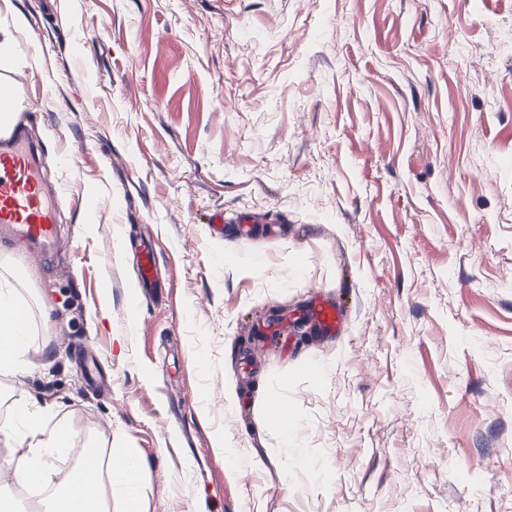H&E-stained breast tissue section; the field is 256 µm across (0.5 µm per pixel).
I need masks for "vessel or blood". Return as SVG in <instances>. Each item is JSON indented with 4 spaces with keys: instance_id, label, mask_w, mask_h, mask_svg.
<instances>
[{
    "instance_id": "vessel-or-blood-1",
    "label": "vessel or blood",
    "mask_w": 512,
    "mask_h": 512,
    "mask_svg": "<svg viewBox=\"0 0 512 512\" xmlns=\"http://www.w3.org/2000/svg\"><path fill=\"white\" fill-rule=\"evenodd\" d=\"M37 147L26 125L0 136V238L49 255L57 241L53 207L56 189L40 171ZM309 314L323 335H337L342 313L333 303L314 300Z\"/></svg>"
}]
</instances>
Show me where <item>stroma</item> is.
I'll list each match as a JSON object with an SVG mask.
<instances>
[{"label":"stroma","instance_id":"obj_1","mask_svg":"<svg viewBox=\"0 0 512 512\" xmlns=\"http://www.w3.org/2000/svg\"><path fill=\"white\" fill-rule=\"evenodd\" d=\"M0 28L63 189L53 260L0 240L55 358L0 374V425L22 398L134 452L143 512H512V0H11ZM309 315L323 335H337L342 322V313L333 303L316 298L310 307Z\"/></svg>","mask_w":512,"mask_h":512}]
</instances>
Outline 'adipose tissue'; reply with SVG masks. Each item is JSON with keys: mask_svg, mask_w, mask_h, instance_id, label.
I'll return each instance as SVG.
<instances>
[{"mask_svg": "<svg viewBox=\"0 0 512 512\" xmlns=\"http://www.w3.org/2000/svg\"><path fill=\"white\" fill-rule=\"evenodd\" d=\"M19 306L13 288L0 282V372L24 378L33 371L27 359L31 324L11 319V311ZM15 418L22 430L18 443L26 451L19 457H0V475L20 473L30 485H43L55 456L73 451L74 431L66 420H50L48 409L24 403L17 404ZM142 471L140 460L131 454L113 462L105 461L99 452L79 454L49 498L48 512H110L116 490L125 496L126 512H142L134 492L141 483Z\"/></svg>", "mask_w": 512, "mask_h": 512, "instance_id": "ef3b65f1", "label": "adipose tissue"}]
</instances>
